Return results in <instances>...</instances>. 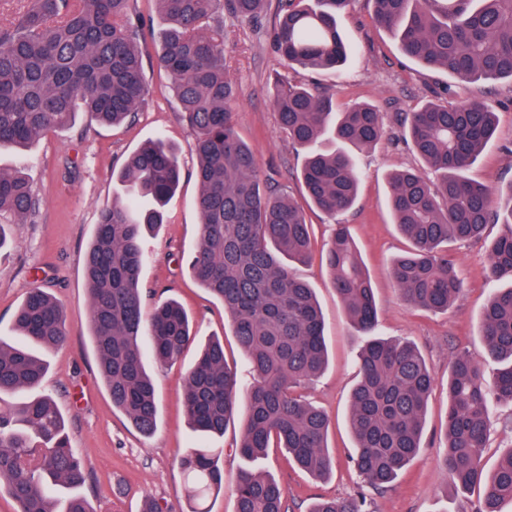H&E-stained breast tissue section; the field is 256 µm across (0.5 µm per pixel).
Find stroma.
Segmentation results:
<instances>
[{"label":"stroma","instance_id":"obj_1","mask_svg":"<svg viewBox=\"0 0 512 512\" xmlns=\"http://www.w3.org/2000/svg\"><path fill=\"white\" fill-rule=\"evenodd\" d=\"M133 10L142 23L139 46L146 87V104L135 120L112 128L89 124L81 115L70 128L48 133L28 148L0 150V169L24 172L39 200V210L31 222L9 225L13 243L0 251V340L17 342L13 315L31 288H43L61 304L69 337L62 347L45 352L49 371L42 389L63 413L71 443L85 462L88 478L79 492L93 512H141L148 497L159 504L161 512H188L185 479L177 461L200 442L222 451L224 491L209 499L208 506L211 512H235V485L243 461L232 442L243 417L235 415L224 436L201 440L188 426L182 398L197 346L209 339L223 340L226 365L242 383L251 382L252 372L223 304L200 287L186 269L199 240L194 136L181 121L180 106L157 66L155 50L166 27L157 4L155 0H134ZM277 11L276 0H270L260 22L225 18V61L241 90L237 130L253 148L261 178L278 182L301 203L305 197L298 173L304 152L280 131L270 102L272 79L283 70L269 38ZM337 26L353 46L347 64L336 74L300 70L294 77L332 88L341 108L361 101L374 103L386 135L358 155L363 177L349 211L334 220L318 210H308L316 255L309 264L295 268L314 288L324 318L329 361L305 394L330 418L332 465L327 476L318 479L291 465L280 449L271 448L256 461L255 468L286 488L287 512H309L323 497L343 500L361 493L366 494L371 512H481L480 490L462 491L446 483L440 459L448 409V371L454 355L466 351L485 371L494 368L478 331L489 288L486 240L454 245L463 290L448 311L412 309L389 276L391 261L408 250L410 243L392 222L388 177L394 170L415 168L428 181L437 179L434 171L423 167L411 146L395 137V116L432 99L434 89L448 84L449 77L404 56L394 37L377 26L371 0H349L337 16ZM483 92L495 106L497 129L469 175L504 188L512 184V81L499 80L485 86ZM158 136L177 149L183 178L167 206L168 224L143 242L149 255L141 273L145 309L150 312L163 301L176 299L188 313L198 343L175 363L150 364L159 421L156 431L145 436L113 410L100 379L88 325L83 259L101 211L124 196L115 173L131 152ZM338 222L349 225L369 269L379 306V334L413 341L434 379L425 416L424 446L381 493L369 489L359 476L353 462L354 440L347 427L350 393L357 377L355 355L362 338L319 257ZM491 420L493 432L484 452L489 471L512 450V406H492Z\"/></svg>","mask_w":512,"mask_h":512}]
</instances>
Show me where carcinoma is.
<instances>
[{"label": "carcinoma", "mask_w": 512, "mask_h": 512, "mask_svg": "<svg viewBox=\"0 0 512 512\" xmlns=\"http://www.w3.org/2000/svg\"><path fill=\"white\" fill-rule=\"evenodd\" d=\"M167 28L158 64L194 133L199 184V242L190 256L192 278L224 304L246 354L253 382L242 388L224 360V344L210 341L189 369L182 407L194 430L222 435L238 407L245 409L235 450L255 459L283 448L315 477L331 466L329 419L302 389L328 360L324 320L308 283L292 262L313 255L304 209L265 189L257 157L238 135L239 87L224 63L219 16L257 21L267 0H156ZM347 0H279L273 40L288 69L337 71L347 59L336 12ZM378 24L400 51L425 68L446 71L461 91L450 106L428 101L399 113L414 152L438 173L429 183L417 170L389 177V203L399 233L411 244L390 264L395 287L413 308L446 311L462 291L449 246L479 240L490 224L503 226L488 248L489 279L512 277V184L492 190L467 172L491 142L495 112L482 97L485 83L512 80V0H373ZM139 26L131 0H27L25 10L0 26V148H24L70 126L83 113L100 125L135 119L145 97ZM272 106L280 128L307 150L300 179L312 204L329 217L350 209L362 177L356 153L385 134L368 102L336 110L334 93L277 75ZM182 167L163 138L126 160L119 180L127 199L101 213L84 258L89 326L98 368L112 400L143 435L157 427L155 384L144 349L159 364L177 361L194 342L187 313L168 300L144 317L141 269L144 234L164 223ZM38 200L19 171L0 170V217L23 224ZM322 261L352 324L365 335L347 422L354 462L382 491L423 448L433 379L411 341L375 334L378 305L366 265L345 224H337ZM23 345L0 340V492L17 512H92L76 489L86 480L52 397L38 393L48 367L33 347L52 350L68 337L63 311L41 288L15 311ZM481 337L498 367V401L512 404V287L494 288L481 318ZM491 433L484 368L466 353L448 375L443 468L462 490H482V512L512 503V449L485 470ZM222 449L200 445L182 455L192 512L223 489ZM286 489L244 468L236 483L235 512H285ZM310 512H367L362 497L323 499Z\"/></svg>", "instance_id": "obj_1"}]
</instances>
